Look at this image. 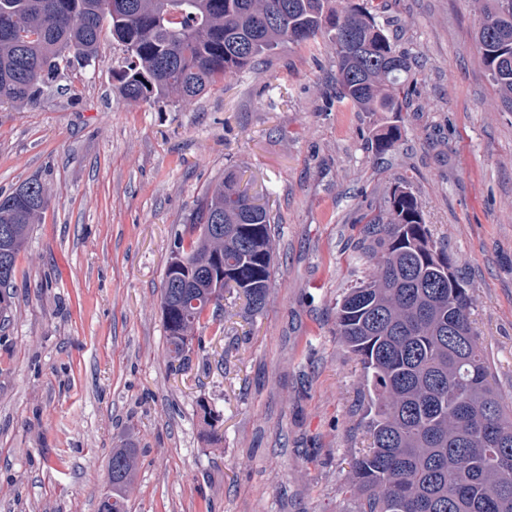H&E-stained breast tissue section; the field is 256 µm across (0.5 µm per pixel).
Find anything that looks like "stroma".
<instances>
[{"instance_id":"1","label":"stroma","mask_w":512,"mask_h":512,"mask_svg":"<svg viewBox=\"0 0 512 512\" xmlns=\"http://www.w3.org/2000/svg\"><path fill=\"white\" fill-rule=\"evenodd\" d=\"M416 59L402 138L388 115L334 104L332 53L287 44L189 102L133 104L96 62L34 105H0V194L49 203L0 303V512H98L114 448L137 468L127 512H358L369 444L359 360L336 303L367 279L357 219L398 179L471 288V320L512 406V111L474 30L480 0H368ZM241 173L268 199L274 269L263 312L228 299L181 372L161 311L176 233Z\"/></svg>"}]
</instances>
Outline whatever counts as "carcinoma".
I'll list each match as a JSON object with an SVG mask.
<instances>
[{"mask_svg": "<svg viewBox=\"0 0 512 512\" xmlns=\"http://www.w3.org/2000/svg\"><path fill=\"white\" fill-rule=\"evenodd\" d=\"M476 43L488 76L512 111V0H482ZM108 26L124 58L112 72L132 103L187 101L250 69L281 45L322 38L336 64L339 100L359 112L403 111L413 61L361 4L341 0H0V104H35L68 65L98 57ZM401 129L378 131L379 154ZM229 171L195 205L182 266L165 272L161 308L171 359L183 367L207 309L224 308L213 286L224 254V289L263 311L273 270L271 213ZM48 204L29 182L0 197V287ZM223 217L224 236L203 225ZM372 274L336 307V335L370 374V447L353 462L358 512H512V410L496 393L470 321L471 294L432 238L409 183L369 206ZM136 470L132 448H115L112 493L99 512H126Z\"/></svg>", "mask_w": 512, "mask_h": 512, "instance_id": "obj_1", "label": "carcinoma"}]
</instances>
